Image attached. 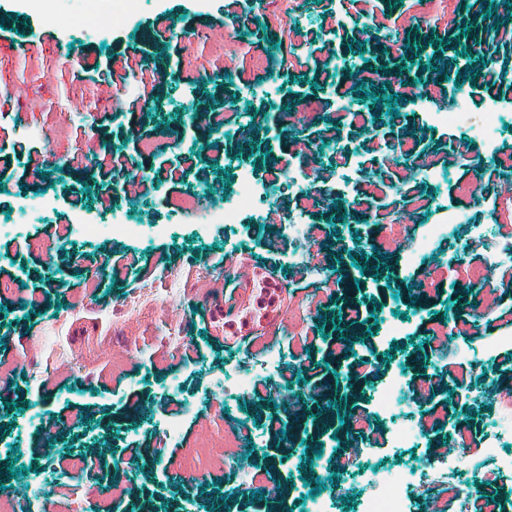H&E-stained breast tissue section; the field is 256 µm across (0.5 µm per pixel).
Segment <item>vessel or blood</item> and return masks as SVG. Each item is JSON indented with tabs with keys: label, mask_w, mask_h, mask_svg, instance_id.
<instances>
[{
	"label": "vessel or blood",
	"mask_w": 512,
	"mask_h": 512,
	"mask_svg": "<svg viewBox=\"0 0 512 512\" xmlns=\"http://www.w3.org/2000/svg\"><path fill=\"white\" fill-rule=\"evenodd\" d=\"M283 300L278 274L263 264L255 278L225 284L219 293L200 299L199 309L213 337L250 344L257 352L273 346L283 323Z\"/></svg>",
	"instance_id": "vessel-or-blood-1"
}]
</instances>
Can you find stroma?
I'll return each mask as SVG.
<instances>
[{
	"mask_svg": "<svg viewBox=\"0 0 512 512\" xmlns=\"http://www.w3.org/2000/svg\"><path fill=\"white\" fill-rule=\"evenodd\" d=\"M453 4V25L417 22L398 32L393 45L374 38L371 25L422 13L423 0H299V22L273 28L259 19L277 14L279 0H146L124 26L112 23V0H99L100 31L78 34L33 14L24 0H0V20L10 28L0 35V212L15 218L0 229V281L18 286L0 293V336L9 339L0 363L17 366L0 377L10 392L8 405H0V481L21 512H72L87 495L108 497L116 483L129 488V512H210L215 502L223 512H279L282 496L290 512H304L312 480L295 464L313 448L323 462L335 461V437L352 394L364 398L374 418L364 446L377 462L390 465L414 451L441 457L452 447L462 457L486 452L492 399L463 411L452 392L461 379L487 391L512 388V348H482L486 338L512 336V263L497 269L499 301L480 315L466 278L486 260L469 243L470 225H489L502 236L512 231V194L492 190L467 198L457 186L493 180L512 159V83L500 78L512 73V23L504 22L500 0ZM326 12L335 15L334 28L321 25ZM222 33L236 36L243 53L265 55L267 70L243 63L237 80L228 81L223 58L206 79L183 66L185 46L208 50ZM52 54L59 58L55 76L14 96L11 83ZM118 63L126 74L121 82L113 78ZM144 66L157 75L146 95L132 88ZM360 70L370 77L359 83ZM489 71L498 80L485 81ZM405 82L416 94L391 101ZM93 84L107 86V93L82 112L70 111L74 97ZM310 100L317 115L300 110ZM440 105L464 108L470 126L433 121ZM64 108L70 115L62 132ZM356 108L369 112L368 124L350 121ZM218 109L227 119L220 138L205 118ZM491 110L501 125L486 137L479 127ZM331 131L349 158L341 171L320 150ZM142 138L156 141L151 156L139 154ZM405 139L432 157L444 180L425 173L402 179L403 160L383 163L370 149L376 141L391 147ZM303 144L320 164L307 188L323 200L301 217L320 229L311 245L252 217L226 226L175 210L176 199L196 183L221 194L241 164L266 175L291 171ZM106 146L113 166L91 164ZM131 165L149 187L137 231L96 238L76 232L78 216L111 222L101 195ZM372 180L383 191L364 196ZM48 189L55 204L41 217L33 204ZM414 197L423 205L411 216L410 245L400 253L376 250L385 221ZM460 211L469 222L453 239H438L419 263L407 262L424 225L448 223ZM157 224L168 225V232L154 234ZM250 256L280 271L292 298L315 292L321 281L334 283L309 316L306 336L294 339V317L285 314L270 367L251 352L216 342L196 308L198 297L223 288L226 275L248 274ZM168 268L182 276L173 293L159 278ZM147 282L157 303L143 315L123 313V299ZM349 299L361 307L367 328L353 338L358 353L352 359L327 349L341 335ZM395 320L404 328L398 336L391 332ZM442 323L455 331L438 348L429 338ZM172 327L182 344L169 342ZM356 359L374 371L354 385L349 367ZM231 368L250 373L248 389L216 387ZM405 368L446 373V392L414 410H441L451 423L465 425L460 445L435 431L415 449L394 447L390 420L375 414V396ZM323 406L330 423L321 429L316 413ZM174 422L180 430L172 436L167 428ZM228 426L244 441L240 465L276 468L275 494L266 502L221 466L185 486L191 449L204 441L223 453ZM76 454L103 457L104 466L71 491L67 471ZM15 460L26 475H10Z\"/></svg>",
	"mask_w": 512,
	"mask_h": 512,
	"instance_id": "35a3bbf8",
	"label": "stroma"
}]
</instances>
